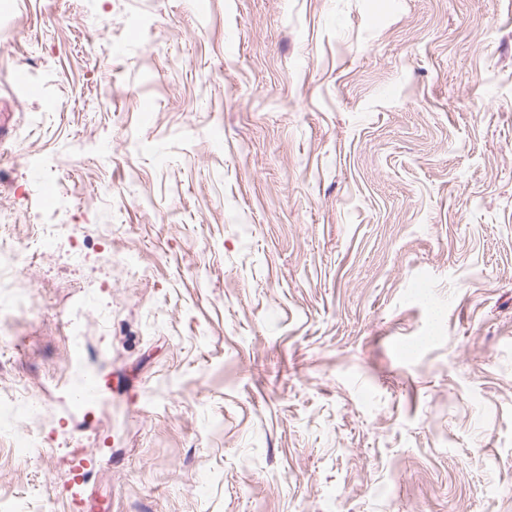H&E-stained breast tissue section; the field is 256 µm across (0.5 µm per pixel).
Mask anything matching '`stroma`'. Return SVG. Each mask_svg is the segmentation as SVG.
Masks as SVG:
<instances>
[{"label": "stroma", "instance_id": "obj_1", "mask_svg": "<svg viewBox=\"0 0 512 512\" xmlns=\"http://www.w3.org/2000/svg\"><path fill=\"white\" fill-rule=\"evenodd\" d=\"M0 241L40 251L0 502L512 512V0H0ZM25 65L41 89L12 74ZM102 393L76 401L82 379ZM88 467V463L84 460L72 467V478L68 482V492L71 497V506L73 510L85 512V500L81 493V487L85 483L87 472L84 471Z\"/></svg>", "mask_w": 512, "mask_h": 512}]
</instances>
